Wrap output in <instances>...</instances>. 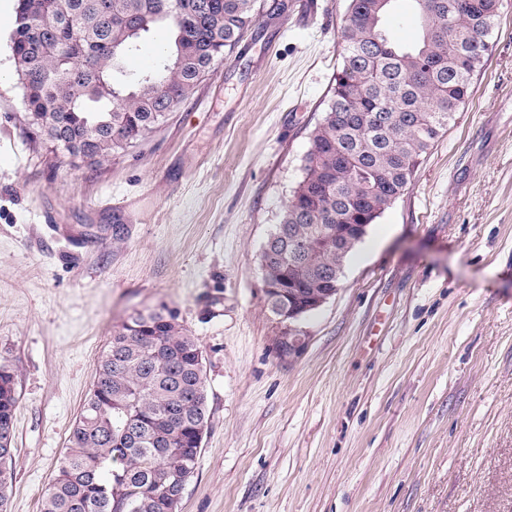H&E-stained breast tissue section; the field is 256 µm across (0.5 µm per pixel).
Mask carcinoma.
<instances>
[{
    "instance_id": "1",
    "label": "carcinoma",
    "mask_w": 512,
    "mask_h": 512,
    "mask_svg": "<svg viewBox=\"0 0 512 512\" xmlns=\"http://www.w3.org/2000/svg\"><path fill=\"white\" fill-rule=\"evenodd\" d=\"M394 0H347L343 56L330 104L310 134L304 175L280 223L296 225L312 273L288 247L267 277L288 278L285 303L314 311L336 290L356 243L411 183L486 65L502 0H413L414 43L393 40ZM262 0H17L11 52L34 144L100 164L163 123L258 20ZM159 27L169 51L131 73L127 59ZM15 370L0 360V512L13 483ZM203 354L176 316L138 312L112 330L92 388L45 489L40 512H177L208 427Z\"/></svg>"
}]
</instances>
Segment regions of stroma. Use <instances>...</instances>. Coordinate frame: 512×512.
Masks as SVG:
<instances>
[{"instance_id": "obj_1", "label": "stroma", "mask_w": 512, "mask_h": 512, "mask_svg": "<svg viewBox=\"0 0 512 512\" xmlns=\"http://www.w3.org/2000/svg\"><path fill=\"white\" fill-rule=\"evenodd\" d=\"M277 2L165 123L82 168L30 142L0 11L8 512H40L113 328L161 306L206 374L178 512H512V0L470 98L289 358L259 256L330 102L346 0ZM18 403L15 370L0 360V511L7 512V491L13 483L15 416Z\"/></svg>"}]
</instances>
